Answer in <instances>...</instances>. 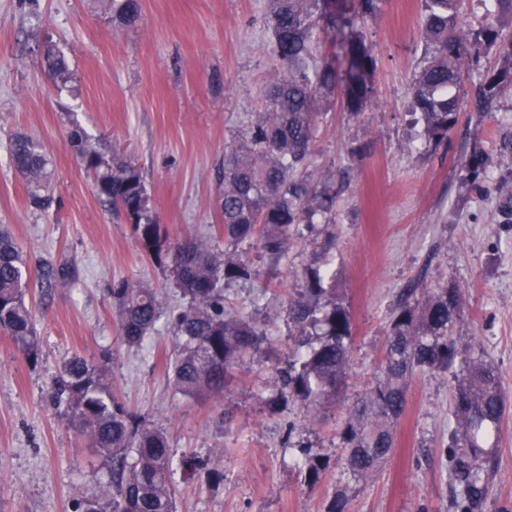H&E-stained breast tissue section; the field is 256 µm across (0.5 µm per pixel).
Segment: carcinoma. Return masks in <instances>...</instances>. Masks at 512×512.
Instances as JSON below:
<instances>
[{
	"instance_id": "obj_1",
	"label": "carcinoma",
	"mask_w": 512,
	"mask_h": 512,
	"mask_svg": "<svg viewBox=\"0 0 512 512\" xmlns=\"http://www.w3.org/2000/svg\"><path fill=\"white\" fill-rule=\"evenodd\" d=\"M268 27L272 52L285 72L266 91V111L253 115L236 146L224 158L221 194L222 235L229 245L255 236L262 250L277 261L288 252L291 237L314 229V217L336 208L330 185L316 189L302 173L322 113L318 101L344 93L350 111H360L370 92L377 58L364 36L353 29L347 41L348 68L340 73L331 62L315 58L314 34L320 21L343 13L346 3L335 0H270ZM460 0H424L423 26L430 47L428 62L416 73L410 89L411 112L419 115L426 143L444 142L458 123L461 109L457 88L463 73L479 76L486 107L512 89V40L489 23L482 44L499 50V67L483 73L480 48L468 42L455 23ZM380 0H356L354 16L377 14ZM141 16V0H112V20L130 25ZM45 64L51 79L65 85L71 73L64 54L49 44ZM93 175L97 196L121 212L133 225L142 249L156 262H170L176 288L186 305L172 319L178 351L170 362V379L182 394L222 395L232 371L257 349L263 332L247 316L224 309V285L248 280L251 264L230 249L209 247L193 238L167 240L153 216L147 188L138 168L108 160L73 131L68 140ZM10 157L25 182L31 206L48 210L49 158L36 140L17 135ZM305 282L288 303V316L301 350L279 371V397L319 409L336 400L347 378L352 317L336 289L325 287L327 271H302ZM71 277L68 269L43 266L41 286L53 288ZM28 279L23 252L6 229H0V332L29 361L39 356V339L26 301ZM407 291L392 312L383 377L345 419L339 437L350 474L366 478L390 457L393 427L406 404V382L418 368L448 371L459 367L453 396L455 427L448 446V470L455 512H482L495 456L487 441L498 435L505 415L500 376L481 345L458 346L455 326L460 316L458 289L441 287L421 301ZM120 320V341L134 348L143 344L160 318L161 303L148 284L121 281L112 288ZM51 400L66 407L73 426L91 440L110 465L112 486L78 505L81 512H176L170 481L171 449L167 434L140 425L112 391L105 361L74 356L63 363L50 390ZM310 483H317L325 464L311 449H302Z\"/></svg>"
}]
</instances>
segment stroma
<instances>
[{"label":"stroma","mask_w":512,"mask_h":512,"mask_svg":"<svg viewBox=\"0 0 512 512\" xmlns=\"http://www.w3.org/2000/svg\"><path fill=\"white\" fill-rule=\"evenodd\" d=\"M269 9V0H142L140 19L121 26L111 0H0V225L26 259L40 338L33 364L0 334V512H75L108 481L98 449L48 398L75 355L107 361L120 402L167 432L177 462L197 457L223 471L214 484L174 467L177 512H327L340 491L348 512H453V373L409 377L393 452L372 478L350 475L338 435L382 376L389 316L401 295L445 285L461 294L455 334L461 344H483L509 414L483 512H512V91L481 112L479 80L464 75L457 125L444 143L426 145L410 110V87L427 59L423 0H381L375 16L357 20L377 58L363 109L350 114L339 97L319 104L324 117L304 170L314 185L333 184L335 211L316 217V235L293 238L278 268L257 240L237 246L256 275L228 285L224 307L259 323L257 353L221 396H184L168 377L177 346L169 319L181 302L170 267L146 256L132 225L96 196L68 137L82 128L103 156L140 169L169 240L193 235L223 246L224 157L283 72ZM50 44L66 56L68 84L44 76ZM18 133L51 158L49 210L30 206L12 165ZM475 153L485 159L476 172L467 164ZM330 235L336 247L327 251ZM48 262L70 267L67 284L40 288ZM309 265L334 272L351 309L349 378L327 408L273 410L267 401L279 390L277 371L298 348L288 301ZM122 280L150 284L162 300L139 349L119 339L112 288ZM306 447L328 463L314 485L302 463Z\"/></svg>","instance_id":"stroma-1"}]
</instances>
